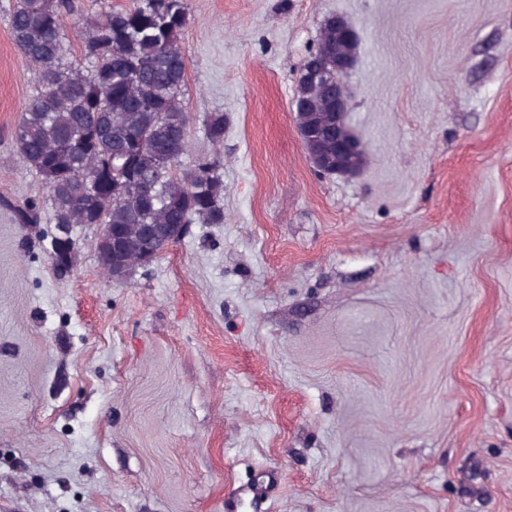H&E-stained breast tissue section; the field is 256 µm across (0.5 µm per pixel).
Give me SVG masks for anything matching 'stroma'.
Returning <instances> with one entry per match:
<instances>
[{
  "label": "stroma",
  "mask_w": 512,
  "mask_h": 512,
  "mask_svg": "<svg viewBox=\"0 0 512 512\" xmlns=\"http://www.w3.org/2000/svg\"><path fill=\"white\" fill-rule=\"evenodd\" d=\"M0 0V512H512V0H187L189 150L224 221L115 281L52 262ZM367 145L314 168L292 97L330 15ZM224 115V143L207 136Z\"/></svg>",
  "instance_id": "stroma-1"
}]
</instances>
